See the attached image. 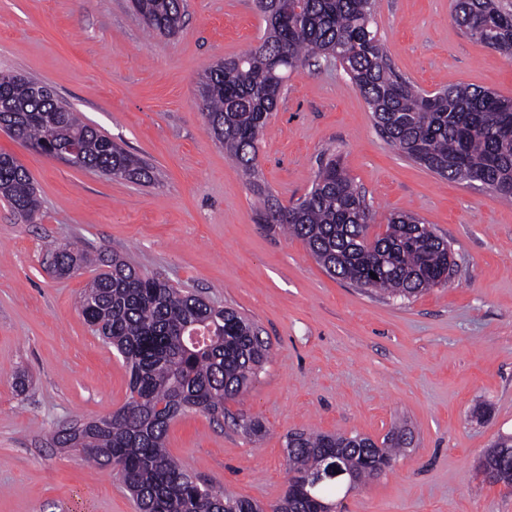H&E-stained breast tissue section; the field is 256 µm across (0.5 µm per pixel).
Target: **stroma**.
Returning <instances> with one entry per match:
<instances>
[{
	"label": "stroma",
	"mask_w": 512,
	"mask_h": 512,
	"mask_svg": "<svg viewBox=\"0 0 512 512\" xmlns=\"http://www.w3.org/2000/svg\"><path fill=\"white\" fill-rule=\"evenodd\" d=\"M453 9L379 0L396 71L427 91L470 84L512 98V61L467 36ZM263 29L254 0H184L172 38L150 31L130 0H0V73L52 86L158 178L140 186L77 169L0 131V152L28 170L41 202L30 221L0 200V512H137L115 471L51 442L129 395L121 357L77 307L93 269L64 279L46 269L47 250L72 241L236 308L268 342L244 402L228 405L264 434L196 410L169 428V451L200 481L270 507L288 488L289 433L379 442L402 427L410 446L379 478L336 493V512H512V491L478 470L497 436L512 434V200L392 149L348 76L325 62L291 74L250 186L207 134L196 89L206 67L257 46ZM332 155L376 223L411 212L448 241L458 267L447 285L383 299L259 223L260 190L290 205Z\"/></svg>",
	"instance_id": "stroma-1"
}]
</instances>
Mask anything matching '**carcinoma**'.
I'll list each match as a JSON object with an SVG mask.
<instances>
[{"instance_id": "1", "label": "carcinoma", "mask_w": 512, "mask_h": 512, "mask_svg": "<svg viewBox=\"0 0 512 512\" xmlns=\"http://www.w3.org/2000/svg\"><path fill=\"white\" fill-rule=\"evenodd\" d=\"M132 6L152 31L167 37L179 31L182 0H132ZM255 6L266 23L260 44L209 66L198 82L207 133L250 184L257 185L260 140L288 76L321 59L343 69L378 131L408 159L446 180L462 182L466 172H479L497 193L512 184V98L462 85L427 92L398 74L375 26L378 0H255ZM453 20L512 60V0H454ZM0 128L75 168L143 186L155 181L147 161L84 123L47 84L0 75ZM0 197L30 221L38 214L29 172L6 153H0ZM373 220L336 156L320 163L311 190L297 203L284 206L268 191L259 214L269 229L301 239L330 276L359 288L408 300L448 283L457 263L430 225L398 214L369 241ZM50 267L60 277L100 269L79 304L86 323L121 356L130 391L118 410L62 428L52 442L116 469L140 512H265L255 501L205 492L165 448L170 424L184 411L219 422L227 402L242 401L270 350L254 323L116 253L59 244ZM410 444L403 429L379 445L360 435L293 433L288 491L273 512H335L331 496L341 485L381 476ZM338 463L347 474L305 485ZM481 467L512 486V435L499 436Z\"/></svg>"}]
</instances>
